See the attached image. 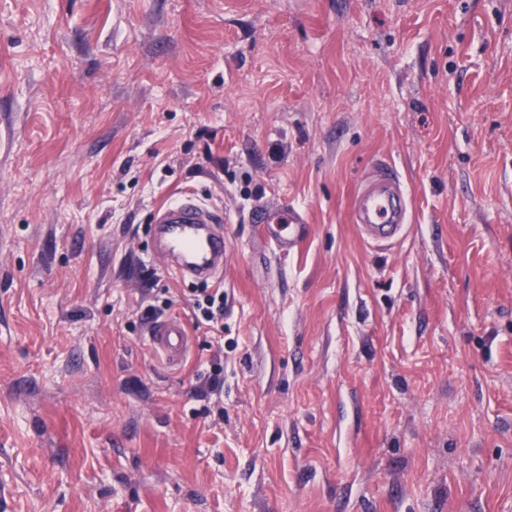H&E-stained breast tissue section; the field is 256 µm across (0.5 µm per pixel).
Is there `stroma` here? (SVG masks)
I'll return each mask as SVG.
<instances>
[{
	"mask_svg": "<svg viewBox=\"0 0 512 512\" xmlns=\"http://www.w3.org/2000/svg\"><path fill=\"white\" fill-rule=\"evenodd\" d=\"M185 191L220 332L151 252ZM0 512H512V0H0ZM352 219L370 243L393 242L402 237L409 221V205L401 180L384 168L361 186L353 200ZM257 236L272 244L282 254L297 248L309 232L305 213L288 205H260L251 219ZM193 305L195 326L206 324L224 329V290L220 288H199ZM154 353L168 366L183 361L189 351V335L181 317L168 316L151 323L148 331Z\"/></svg>",
	"mask_w": 512,
	"mask_h": 512,
	"instance_id": "35a3bbf8",
	"label": "stroma"
}]
</instances>
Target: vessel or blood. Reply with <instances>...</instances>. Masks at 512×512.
<instances>
[{
	"mask_svg": "<svg viewBox=\"0 0 512 512\" xmlns=\"http://www.w3.org/2000/svg\"><path fill=\"white\" fill-rule=\"evenodd\" d=\"M352 219L372 243L393 242L404 235L409 205L397 172L381 169L357 190ZM152 222L153 249L165 257L176 277L209 281L223 274L227 246L221 221L194 193H184L156 210ZM251 222L257 236L283 254L297 248L309 232L304 212L288 205L259 206ZM148 336L154 353L166 365H178L188 354L189 335L181 317L156 320Z\"/></svg>",
	"mask_w": 512,
	"mask_h": 512,
	"instance_id": "b4317fda",
	"label": "vessel or blood"
}]
</instances>
